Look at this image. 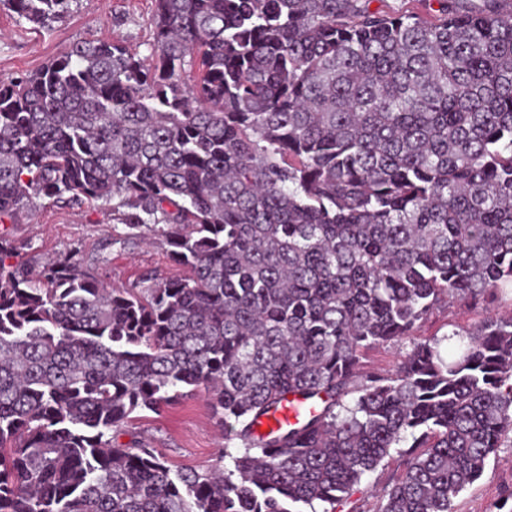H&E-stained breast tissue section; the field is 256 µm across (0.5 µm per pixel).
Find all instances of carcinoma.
<instances>
[{
    "instance_id": "obj_1",
    "label": "carcinoma",
    "mask_w": 512,
    "mask_h": 512,
    "mask_svg": "<svg viewBox=\"0 0 512 512\" xmlns=\"http://www.w3.org/2000/svg\"><path fill=\"white\" fill-rule=\"evenodd\" d=\"M0 1L46 31L73 2ZM372 2L154 0L152 63L82 41L0 80V223L100 201L186 270L109 291L0 238V512H336L394 448L378 512H452L481 476L512 316L416 332L512 291V0ZM199 389L215 464L112 443ZM290 395L313 410L257 434ZM485 316L486 311L482 306L468 310L459 302H450L448 303V308L446 307L435 311L434 314L422 324L418 331V337L427 338L435 334L440 337L444 333L451 332L454 328L448 326L450 323L466 329H473ZM409 349L410 344L406 342L372 350L368 352L364 362L368 367L378 368L381 371L392 370Z\"/></svg>"
}]
</instances>
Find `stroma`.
I'll return each mask as SVG.
<instances>
[{
	"label": "stroma",
	"instance_id": "obj_1",
	"mask_svg": "<svg viewBox=\"0 0 512 512\" xmlns=\"http://www.w3.org/2000/svg\"><path fill=\"white\" fill-rule=\"evenodd\" d=\"M152 0H74L70 15L51 31H35L0 2V78L35 71L76 42L119 40L149 55ZM0 237L17 248L16 261L40 264L75 253L82 266L110 287L127 288L142 274H180L159 238L144 241L134 230L112 219L108 205L87 202L38 201L32 213L15 223L0 224ZM486 316L484 307L469 309L458 302L435 311L419 337L447 333L450 325L471 329ZM115 443L131 447L144 442L162 453L174 470L201 469L224 453V428L212 414L208 397L196 392L158 413L134 414L112 434ZM403 469L396 456L367 474L342 512H376L384 488ZM453 512H512V432L492 453L481 477L454 498Z\"/></svg>",
	"mask_w": 512,
	"mask_h": 512
}]
</instances>
